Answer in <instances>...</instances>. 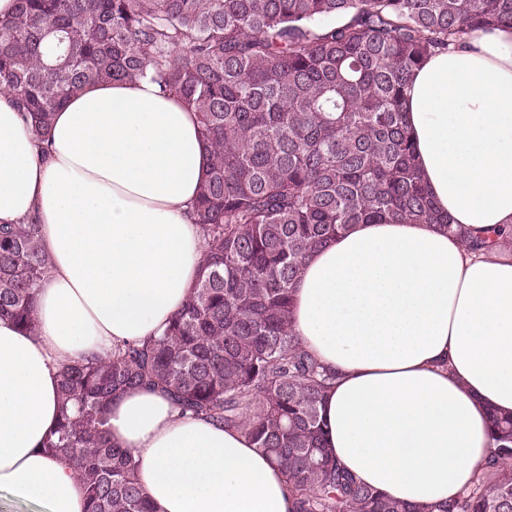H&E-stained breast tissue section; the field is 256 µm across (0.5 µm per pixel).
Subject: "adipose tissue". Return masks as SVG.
Returning a JSON list of instances; mask_svg holds the SVG:
<instances>
[{
	"label": "adipose tissue",
	"mask_w": 512,
	"mask_h": 512,
	"mask_svg": "<svg viewBox=\"0 0 512 512\" xmlns=\"http://www.w3.org/2000/svg\"><path fill=\"white\" fill-rule=\"evenodd\" d=\"M406 118L441 214L512 226V29H479L412 77ZM207 166L197 120L151 82L71 97L46 141L0 91V224L36 218L52 268L37 330L0 317V492L86 512L68 460L42 443L63 364L159 335L197 281L192 208ZM293 328L336 375L326 444L362 483L410 505L469 486L512 414V247L474 253L431 224H356L313 252ZM157 512H292L286 477L240 430L183 416L154 390L108 411Z\"/></svg>",
	"instance_id": "obj_1"
}]
</instances>
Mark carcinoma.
I'll return each instance as SVG.
<instances>
[{
  "instance_id": "carcinoma-1",
  "label": "carcinoma",
  "mask_w": 512,
  "mask_h": 512,
  "mask_svg": "<svg viewBox=\"0 0 512 512\" xmlns=\"http://www.w3.org/2000/svg\"><path fill=\"white\" fill-rule=\"evenodd\" d=\"M512 28V0H17L0 19V88L46 137L84 87L147 79L196 112L208 165L193 207L204 270L162 335L61 369L45 453L74 466L88 512H155L107 410L159 390L182 414L241 429L285 473L293 512H433L357 482L324 447L335 375L292 325L306 257L354 224H435L479 251L503 230L433 207L404 110L414 71L475 28ZM50 259L39 224L0 226V316L36 331ZM439 512H512V415Z\"/></svg>"
}]
</instances>
